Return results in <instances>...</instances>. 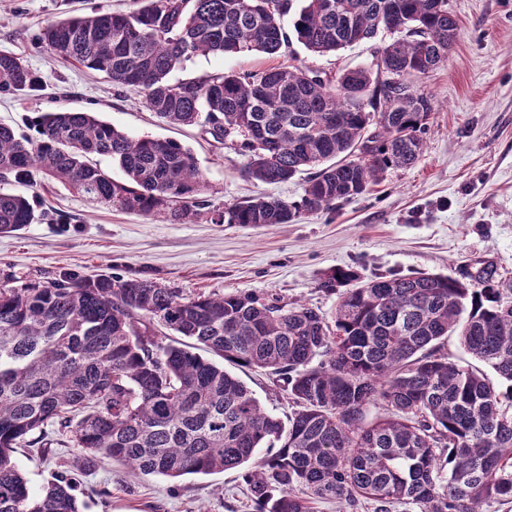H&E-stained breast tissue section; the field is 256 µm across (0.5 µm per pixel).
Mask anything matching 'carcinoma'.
Listing matches in <instances>:
<instances>
[{"label":"carcinoma","mask_w":512,"mask_h":512,"mask_svg":"<svg viewBox=\"0 0 512 512\" xmlns=\"http://www.w3.org/2000/svg\"><path fill=\"white\" fill-rule=\"evenodd\" d=\"M145 0L130 14L55 21L40 41L57 58L143 95L171 125H201L247 157L267 184L312 171L300 200L264 196L213 213L215 224H288L367 193L421 158L431 95L414 78L448 59L460 36L448 0ZM292 16L291 29L284 18ZM393 34L373 65L330 76L299 66L172 81L194 56L314 54ZM42 87L0 51V92ZM18 135L0 124V183L58 181L116 210L188 221L205 190L192 151L132 136L94 112H42ZM108 156L125 179L91 161ZM37 219L0 191V234ZM330 314L253 291L189 297L150 278L99 274L0 281V512H82L70 471L39 491L17 448L49 452V429L82 449L80 471L108 459L132 476L178 480L240 470L258 512H482L512 502V281L488 265L463 278L418 272L364 279L324 273ZM154 320L285 392L287 420L266 411L224 366L151 334ZM461 347L507 383L452 360ZM382 412L367 418L368 407Z\"/></svg>","instance_id":"cac0c4a2"}]
</instances>
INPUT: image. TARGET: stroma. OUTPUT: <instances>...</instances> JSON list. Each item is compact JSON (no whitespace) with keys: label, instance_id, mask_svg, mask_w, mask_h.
<instances>
[{"label":"stroma","instance_id":"obj_1","mask_svg":"<svg viewBox=\"0 0 512 512\" xmlns=\"http://www.w3.org/2000/svg\"><path fill=\"white\" fill-rule=\"evenodd\" d=\"M144 0H0V51L23 57L40 76L41 90L0 93V124L27 132L40 112L76 110L97 115L134 136L175 140L192 149L207 184L191 221L129 214L90 201L61 183L11 185L37 196L42 220L0 234V276L25 282L63 275L147 277L184 295L253 291L265 297L334 310L335 297L319 291L320 276L356 268L366 278L419 271L459 275L494 265L512 279V0H448L460 36L440 69L418 86L433 96L420 161L388 171L368 193L328 211L301 213L290 224H215L214 210L271 195L300 200L305 175L281 184L247 177V159L213 143L200 127H173L150 112L142 94L116 87L104 75L62 62L38 42L49 23L101 8L131 13ZM373 61V46L359 43L316 55L294 43L281 56L253 52L197 56L173 79L254 71L281 64L333 75ZM273 414L290 408L271 379L233 367ZM75 494L85 512H255L237 470L131 478L106 461L80 477Z\"/></svg>","mask_w":512,"mask_h":512}]
</instances>
